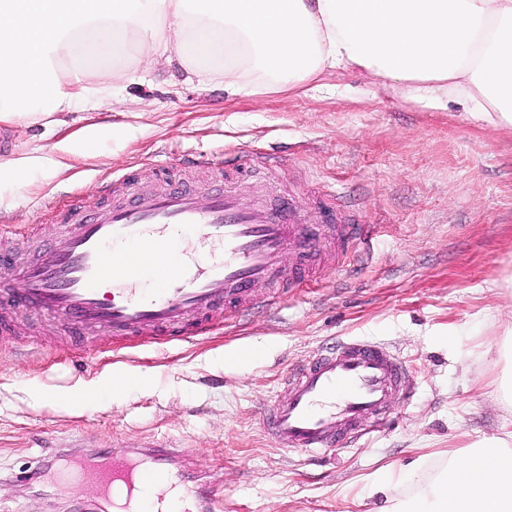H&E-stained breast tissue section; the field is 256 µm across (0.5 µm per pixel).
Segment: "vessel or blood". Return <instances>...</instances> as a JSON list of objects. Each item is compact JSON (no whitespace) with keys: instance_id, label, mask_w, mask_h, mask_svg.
<instances>
[{"instance_id":"b4317fda","label":"vessel or blood","mask_w":512,"mask_h":512,"mask_svg":"<svg viewBox=\"0 0 512 512\" xmlns=\"http://www.w3.org/2000/svg\"><path fill=\"white\" fill-rule=\"evenodd\" d=\"M258 167L277 172L282 158L241 152L212 164L223 185L200 193L167 177L159 160L101 177L94 208L69 197L52 226L56 244L41 248L32 263L6 256L16 229L0 223V280L24 284L17 294L0 289V335L10 331L16 310L32 308L75 339L93 327L129 348L193 345L221 319L243 321L258 306L278 309L286 291L324 268L351 264L358 246L376 235V225L362 223L332 186L287 194L277 207L243 204L237 185ZM143 178L156 182L151 194L135 192ZM310 210L323 212V220L309 221ZM184 238L198 241L200 251L170 262L171 248ZM148 270L161 287H140ZM410 371L390 344L339 340L285 373L259 412L263 431L276 447L302 453L351 447L389 425L394 401L412 398ZM75 470L73 487L95 489L96 512H113L116 499L158 484L184 491L176 512H209V495L192 486L163 443L114 447Z\"/></svg>"}]
</instances>
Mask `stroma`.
Listing matches in <instances>:
<instances>
[{
  "label": "stroma",
  "instance_id": "obj_1",
  "mask_svg": "<svg viewBox=\"0 0 512 512\" xmlns=\"http://www.w3.org/2000/svg\"><path fill=\"white\" fill-rule=\"evenodd\" d=\"M109 124L90 159L53 173L33 170L0 189V216L20 228L11 245L36 253L25 228L50 226L44 206L61 194L95 202L98 175L166 152L171 164L207 153L286 147L278 181L263 169L243 194L329 184L379 234L354 271L325 273L281 300L277 315L222 324L196 345L103 354L107 336L71 345L61 326L19 311L36 328L0 344V512H86L91 488L71 495L56 481L68 459L120 443L164 441L214 481L212 512H369L367 479L420 455L459 453L497 434L507 415L493 396L497 369L483 359L512 328V128L472 120L464 107L426 112L375 93L362 71H337L261 97L198 91L184 70L156 62L117 83L112 109L84 105L57 119L13 124L16 153L52 154L67 134ZM363 336L393 345L415 370L411 402L393 403L394 423L333 456L274 447L259 410L288 365L323 344ZM40 353L24 360L28 346ZM241 353L235 364L228 354ZM123 371L151 373L149 389L113 395ZM99 387L89 399L84 389Z\"/></svg>",
  "mask_w": 512,
  "mask_h": 512
}]
</instances>
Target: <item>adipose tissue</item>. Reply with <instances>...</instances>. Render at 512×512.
I'll use <instances>...</instances> for the list:
<instances>
[{
  "instance_id": "obj_1",
  "label": "adipose tissue",
  "mask_w": 512,
  "mask_h": 512,
  "mask_svg": "<svg viewBox=\"0 0 512 512\" xmlns=\"http://www.w3.org/2000/svg\"><path fill=\"white\" fill-rule=\"evenodd\" d=\"M165 59L227 97L299 87L360 69L419 108L512 128V0H0V122L33 121L89 99L111 110L101 62ZM91 124L53 155L0 162V186L67 169L111 135ZM369 512H512V425L436 472L419 457L377 470Z\"/></svg>"
}]
</instances>
